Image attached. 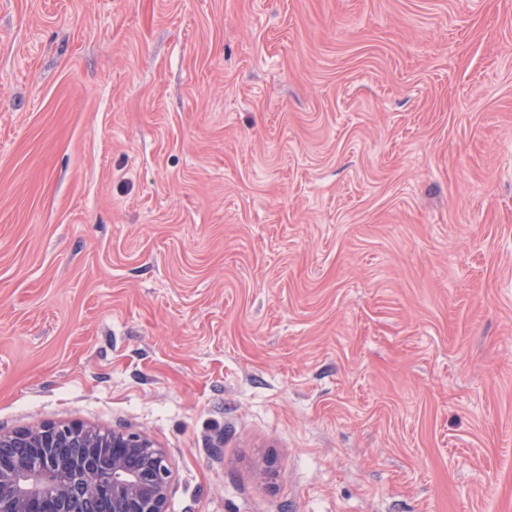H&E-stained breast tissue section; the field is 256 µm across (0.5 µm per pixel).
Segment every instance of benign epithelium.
Returning <instances> with one entry per match:
<instances>
[{"label":"benign epithelium","instance_id":"1","mask_svg":"<svg viewBox=\"0 0 512 512\" xmlns=\"http://www.w3.org/2000/svg\"><path fill=\"white\" fill-rule=\"evenodd\" d=\"M96 452L112 448V468L86 471L76 490L66 464L34 467L25 454L35 449L62 459L75 445ZM170 463L148 437L123 431L101 432L81 422L47 423L34 429L0 432V512H168Z\"/></svg>","mask_w":512,"mask_h":512}]
</instances>
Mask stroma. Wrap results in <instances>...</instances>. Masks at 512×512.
<instances>
[{
  "label": "stroma",
  "instance_id": "1",
  "mask_svg": "<svg viewBox=\"0 0 512 512\" xmlns=\"http://www.w3.org/2000/svg\"><path fill=\"white\" fill-rule=\"evenodd\" d=\"M70 421L512 512V0H0V430Z\"/></svg>",
  "mask_w": 512,
  "mask_h": 512
}]
</instances>
